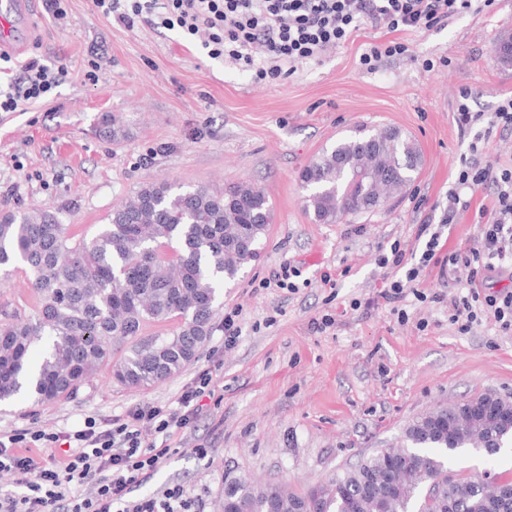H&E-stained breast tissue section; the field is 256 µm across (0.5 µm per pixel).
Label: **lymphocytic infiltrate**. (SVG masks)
I'll return each instance as SVG.
<instances>
[{
	"label": "lymphocytic infiltrate",
	"mask_w": 512,
	"mask_h": 512,
	"mask_svg": "<svg viewBox=\"0 0 512 512\" xmlns=\"http://www.w3.org/2000/svg\"><path fill=\"white\" fill-rule=\"evenodd\" d=\"M104 17L134 26L146 20L156 28L200 38L210 57L256 69L278 78L294 73L298 65L344 44L362 27L381 26L391 40L376 43L360 56L371 66L384 56L408 52L395 40L398 32L430 29L447 24L472 7V0H93ZM64 66L48 65L40 57L28 58L19 74L0 86V112H26L47 98L62 82ZM453 121L460 134L471 135L469 153L461 157L456 189L448 193V209L438 223H453L460 212V189L494 187L489 207L483 208L474 247L437 257L439 232L431 221L418 227L428 234L419 258L407 261L400 243L381 256L382 267L404 269L378 297L394 304L404 291L423 277L432 262H439L452 283L465 292L448 301L449 319L460 333H468L480 317H488L505 331L512 330V289L497 288L499 279L512 275L505 266L512 254V167L501 168L477 158L478 145L494 128L512 130V98L499 104L490 116L459 102ZM486 131H479V124ZM212 377L203 371L184 385L176 405L146 404L128 409L104 423L88 419L83 429L57 434L25 429L0 434V470L16 476L17 493L0 494V512H191L192 503L179 485L138 499L132 489L144 475L162 467L170 450L146 441V433L170 437L197 419ZM66 441L68 453L61 461L44 463L36 449Z\"/></svg>",
	"instance_id": "obj_1"
}]
</instances>
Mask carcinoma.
Masks as SVG:
<instances>
[{
	"label": "carcinoma",
	"mask_w": 512,
	"mask_h": 512,
	"mask_svg": "<svg viewBox=\"0 0 512 512\" xmlns=\"http://www.w3.org/2000/svg\"><path fill=\"white\" fill-rule=\"evenodd\" d=\"M423 164L397 129L358 128L323 149L300 179L316 224H334L385 203ZM273 210L265 193L233 185L222 193L148 184L112 209L91 238L68 234L42 210L0 215V267L24 265L39 298L35 315L0 321V401L25 390L52 402L102 364L126 387L165 380L194 361L211 334L220 288L236 281L260 249ZM180 318L171 336L141 337L148 323ZM127 354L113 359L127 342ZM41 348L38 361L31 359ZM492 412L475 418L471 400L441 404L409 423L396 448H377L352 469L305 493L233 478L223 512H512V480L454 471L471 450L512 447L500 413L512 400L485 392Z\"/></svg>",
	"instance_id": "1"
}]
</instances>
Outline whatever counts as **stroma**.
<instances>
[{"label": "stroma", "instance_id": "1", "mask_svg": "<svg viewBox=\"0 0 512 512\" xmlns=\"http://www.w3.org/2000/svg\"><path fill=\"white\" fill-rule=\"evenodd\" d=\"M65 23L44 10L17 28L12 61L38 54L68 68L65 81L28 112H0V214L31 208L57 216L69 234L91 237L113 208L150 182L214 191L248 183L274 209L259 255L227 285L197 358L166 381L129 388L101 366L73 395L49 403L19 394L0 403V432L65 433L85 418L108 421L146 403L176 404L197 373L213 376V396L190 427L167 439L166 464L134 497L183 486L197 512H216L227 479L248 477L302 493L395 443L412 420L439 404L493 391L512 397V332L494 321L463 334L448 319L459 288L439 269L403 303L353 308L392 279L379 258L393 243L415 247L422 208L447 205L469 138L453 114L460 97L494 112L512 96V66L495 49L512 35V0L471 9L448 24L403 32L409 51L366 69L359 58L385 29L363 27L343 45L286 78H261L208 56L178 32L143 22L126 27L92 0H64ZM433 60L425 68L424 60ZM100 68L88 80L89 61ZM119 116L128 135L100 129ZM388 126L411 134L425 164L419 177L380 210L334 224L313 223L302 170L352 128ZM469 201L441 243L466 251L477 240L480 207L491 190H462ZM296 266V291L274 286L283 264ZM331 274L334 286L322 283ZM38 304L23 268L0 271V309L26 317ZM239 308L241 335L224 346V311ZM331 315L324 332L313 319ZM205 446L207 456L196 454ZM454 469L512 477V448L487 457L466 452Z\"/></svg>", "mask_w": 512, "mask_h": 512}]
</instances>
